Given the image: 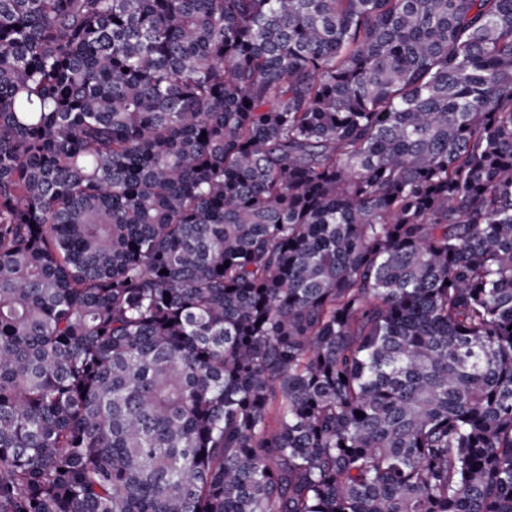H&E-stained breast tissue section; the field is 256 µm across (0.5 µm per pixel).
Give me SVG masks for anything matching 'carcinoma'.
Wrapping results in <instances>:
<instances>
[{"label": "carcinoma", "instance_id": "carcinoma-1", "mask_svg": "<svg viewBox=\"0 0 512 512\" xmlns=\"http://www.w3.org/2000/svg\"><path fill=\"white\" fill-rule=\"evenodd\" d=\"M0 512H512V0H0Z\"/></svg>", "mask_w": 512, "mask_h": 512}]
</instances>
